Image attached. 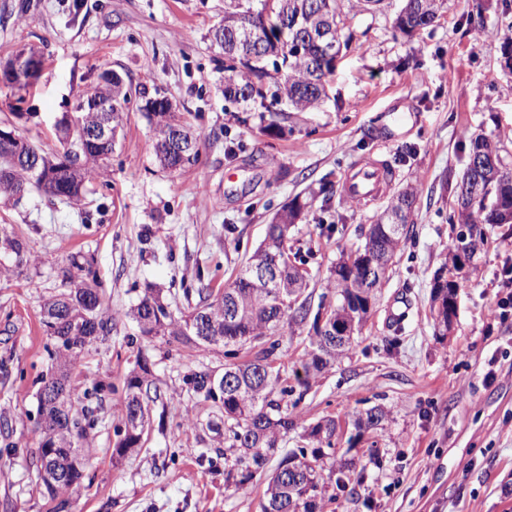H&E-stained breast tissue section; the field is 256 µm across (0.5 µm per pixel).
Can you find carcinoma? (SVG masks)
Returning a JSON list of instances; mask_svg holds the SVG:
<instances>
[{
	"mask_svg": "<svg viewBox=\"0 0 512 512\" xmlns=\"http://www.w3.org/2000/svg\"><path fill=\"white\" fill-rule=\"evenodd\" d=\"M261 8L253 7V0H224V43L230 45L239 37L247 24L261 29L264 43H279L288 48V67L277 80L269 72L274 66L272 58L259 53L243 59L250 48L239 45L233 55L224 57V101L242 105L258 101L270 112H279L290 118L294 112H313L329 99L330 77L334 68L322 67L320 28H334L336 52L349 45L344 37L345 22L340 0H260ZM440 0H402L396 18L397 29L404 34L432 25L438 18ZM146 117L154 132L156 157L163 168L179 172L195 165L199 153L183 156L171 149L169 141L178 129L191 130L182 113L173 110L170 101L159 90L154 94L138 92ZM132 90H116L112 111L108 113L77 111L69 121L56 127L60 148L48 154L32 142L21 137L10 143H0V201L16 199L23 189L36 188L47 197L69 205L81 202L84 185L96 168L106 164L112 155L113 142L93 143L85 139L91 128L105 118L112 129H117L124 112L129 110ZM77 154L68 157V150ZM487 149L496 151L501 172L486 175L466 166L460 182L456 184L458 208L457 224L460 229L448 248L450 269L440 268L432 285V302L436 315L435 326L440 335H448V300L457 295L460 283L470 277L463 272L464 265L456 262L457 254L472 258L476 246L485 237L484 226L512 224V170L504 164V147L489 137L478 134L471 139L468 156ZM40 159L39 169L33 171L22 157ZM334 187L330 182L320 184L318 191L308 199L294 198L284 205L268 225L265 239L242 266L235 279L224 286V292L198 288L197 303H192L190 291L184 292L187 310L174 314L169 310L160 290L147 288L130 316L143 336H171L201 351L212 349L213 344L201 339L195 324L198 318L210 314L215 318L214 332L221 337L224 348V390L213 392L206 385L208 370H190L182 377L187 393L209 402L216 409V419L206 424L215 435L216 443L228 453L224 462L225 482L236 489L255 474L264 470L283 436L297 427V421L282 405L288 396V387H279L281 369L272 366L280 347L277 328L284 323L303 325L312 322L315 341L302 364L305 376L317 374L349 350L353 336L332 344L329 330L319 326L321 311H312L304 293L308 280L290 258L288 232L297 223L304 209L322 196L330 199ZM419 188L408 184L398 189L384 211L370 225L363 247L356 253L366 256L361 265L353 255H341L336 263V305L327 312L330 320L350 324L352 331L362 326L368 313L365 302L374 299L386 273L392 267L397 253L407 240L412 223ZM28 262L22 240L12 224H0V276L22 267ZM275 264L280 272L281 297L255 284L248 271L259 265ZM65 291L48 297L42 305V323L50 339L52 359L60 370L41 377L37 392L38 414L45 437L53 436L65 443L78 446L70 455L59 446L55 459L38 456V470L52 465L67 476L83 473L86 449L79 442L93 428L84 401L92 392L78 391L68 379L65 368L73 365L93 342L105 337L110 328L108 320L100 315L103 285L92 263L82 255L70 258L69 267L62 270ZM231 301L235 314L224 316L226 301ZM258 351L250 360L238 362L239 352L245 346ZM152 372L147 358L139 356L135 368L124 381L123 426L117 430V441L112 456L120 458L130 448L140 447L146 416L131 418V405L135 402L148 406L157 401L150 396ZM386 411L381 406L368 409L356 423L366 429L381 425ZM304 436L321 447H335L336 420L323 419L304 428ZM321 473L317 465L306 457L304 450L283 455L269 478L265 490L263 512H316L317 488L321 486ZM48 498L56 502L55 512H67L68 500L63 495L69 490L66 479L55 486L42 481Z\"/></svg>",
	"mask_w": 512,
	"mask_h": 512,
	"instance_id": "cac0c4a2",
	"label": "carcinoma"
}]
</instances>
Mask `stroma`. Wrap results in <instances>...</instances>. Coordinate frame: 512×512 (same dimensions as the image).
I'll return each mask as SVG.
<instances>
[{"label": "stroma", "mask_w": 512, "mask_h": 512, "mask_svg": "<svg viewBox=\"0 0 512 512\" xmlns=\"http://www.w3.org/2000/svg\"><path fill=\"white\" fill-rule=\"evenodd\" d=\"M390 2L347 11L354 39L337 60L330 101L285 120L257 105L225 111L224 55L210 40L224 0H0V58L33 48L43 59L26 87L0 83V125L54 149L56 121L110 69L129 87L158 88L203 133L198 162L166 171L144 111L131 106L80 206L36 192L0 204V224L16 225L29 256L0 278V512H51L36 471V394L51 365L41 304L60 292L58 273L77 253L105 285L112 330L70 370L76 385L101 390L68 512H262L266 474L236 491L211 440L184 428L189 417L207 423L212 407L183 393L182 377L222 365V351L142 336L128 312L149 285L175 306L183 288L222 287L279 207L368 163L396 173L377 200L358 208L339 193L319 198L290 229L312 305L335 300L340 254L364 242L410 181L419 186L415 223L348 353L307 384L296 373L312 326L279 327L288 411L299 422L279 449L314 451L304 426L338 422L334 453L317 460L320 512H512V224L494 226L478 247L453 332L437 336L430 315L434 273L459 230L454 191L471 137L496 136L512 168V72L502 66L512 0H443L436 22L410 37L395 27L400 0ZM140 354L161 398L142 447L116 460L123 380ZM377 405L382 425L357 427Z\"/></svg>", "instance_id": "1"}]
</instances>
